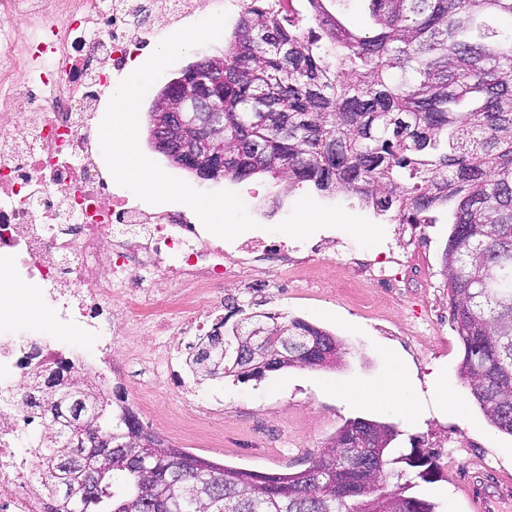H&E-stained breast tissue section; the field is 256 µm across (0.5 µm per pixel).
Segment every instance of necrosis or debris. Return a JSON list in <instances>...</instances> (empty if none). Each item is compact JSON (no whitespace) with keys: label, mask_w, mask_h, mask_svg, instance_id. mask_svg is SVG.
<instances>
[{"label":"necrosis or debris","mask_w":512,"mask_h":512,"mask_svg":"<svg viewBox=\"0 0 512 512\" xmlns=\"http://www.w3.org/2000/svg\"><path fill=\"white\" fill-rule=\"evenodd\" d=\"M250 0H0V512H47L38 492L41 462L29 441L44 423L30 405L47 377L83 372L112 406L130 400L113 376L121 361L144 360L164 375L187 410L199 407L175 365L185 346L224 316L213 292L252 284L272 289L320 282L278 239L227 252L180 209L132 202L95 157L91 126L105 91L155 35L174 23ZM405 260L360 261L362 278L345 283L357 304L369 288L400 303L422 295L414 240ZM121 311L127 323L112 322ZM35 311L59 327L83 326L92 351L60 344L22 320Z\"/></svg>","instance_id":"4bbe7bcc"}]
</instances>
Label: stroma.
<instances>
[{
  "mask_svg": "<svg viewBox=\"0 0 512 512\" xmlns=\"http://www.w3.org/2000/svg\"><path fill=\"white\" fill-rule=\"evenodd\" d=\"M157 93L149 88L139 112V145L143 154L166 173L184 180L200 191L238 192L257 221L255 229L239 235V242L266 237L269 227L286 219L296 201L312 196L323 205H340L349 213L368 219L385 230L383 241L363 248L348 234L333 228L316 231L301 242V257H313L326 263L327 269L314 294H273L265 301L228 297V305L244 308L246 313L265 312L299 318L336 335L343 355L330 368L295 366L266 373L259 380H240L229 376L220 380L196 382L195 388L204 412L185 413L180 398L162 378L144 362L127 363L121 380L131 396L144 389L154 391L155 413L143 419L146 430L199 456L231 466L276 472L292 465L300 469L336 434L347 420L365 418L395 425L399 436L394 443L402 452L418 450L430 456L434 473L430 480L408 474L412 495L433 502L437 512H475L465 488L481 477L512 479V436L500 432L488 421L458 374L462 348L453 329L441 256L448 242V212L434 209L426 213L421 225L420 248L427 257L433 288L426 298L427 307L415 312L413 305L391 307L380 291H372L371 301L358 306L341 294L337 277L355 281L358 267L354 257L372 259L384 251L394 257L403 253L398 226L358 199L317 192L306 183L289 187L287 181L256 175L238 183L224 178L204 181L171 163L156 151L148 132V113ZM322 244L321 254L311 255L310 247ZM430 319L434 333L420 335L422 348L413 352L407 337L418 335L415 315ZM446 337L440 347L437 337ZM398 360L408 371L418 412L406 420L391 408L367 404L353 405L340 400L335 385L354 379L374 381L387 372L391 360ZM447 378L465 403L462 415L443 411L433 391L435 376ZM455 455V464L445 466L441 458Z\"/></svg>",
  "mask_w": 512,
  "mask_h": 512,
  "instance_id": "obj_1",
  "label": "stroma"
}]
</instances>
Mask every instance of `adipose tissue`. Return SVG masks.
Instances as JSON below:
<instances>
[{
	"label": "adipose tissue",
	"mask_w": 512,
	"mask_h": 512,
	"mask_svg": "<svg viewBox=\"0 0 512 512\" xmlns=\"http://www.w3.org/2000/svg\"><path fill=\"white\" fill-rule=\"evenodd\" d=\"M337 395L349 403L389 405L405 418H413L417 405L413 400L404 371L393 368L386 378L374 383L357 382L336 390Z\"/></svg>",
	"instance_id": "adipose-tissue-1"
}]
</instances>
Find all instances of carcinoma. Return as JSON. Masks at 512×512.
I'll use <instances>...</instances> for the list:
<instances>
[{"label":"carcinoma","instance_id":"cac0c4a2","mask_svg":"<svg viewBox=\"0 0 512 512\" xmlns=\"http://www.w3.org/2000/svg\"><path fill=\"white\" fill-rule=\"evenodd\" d=\"M258 0L224 38V177L258 173L320 192L356 195L400 224L451 207L442 256L451 322L463 344L460 378L490 423L512 435V0H368V25L343 21L346 0ZM198 162L215 145L189 136ZM265 362L240 361L234 329L198 339L185 364L201 380L262 378L297 364L326 367L342 348L296 318L257 322ZM307 342L285 354L279 337ZM36 448L50 512H436L434 503L388 491L380 481L428 480L430 457H389L397 431L346 422L317 465L266 473L199 457L144 429L131 412H108L80 384L43 409ZM94 418L97 436L85 437ZM112 439L98 492L74 510L77 459ZM125 476L118 490L114 474Z\"/></svg>","mask_w":512,"mask_h":512}]
</instances>
